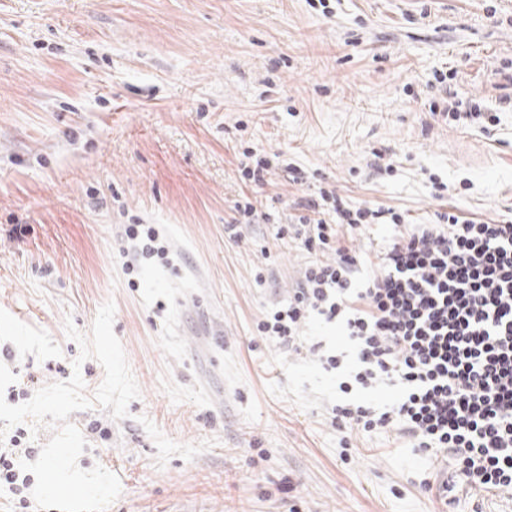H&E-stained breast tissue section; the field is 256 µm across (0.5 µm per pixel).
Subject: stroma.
<instances>
[{
  "label": "stroma",
  "mask_w": 512,
  "mask_h": 512,
  "mask_svg": "<svg viewBox=\"0 0 512 512\" xmlns=\"http://www.w3.org/2000/svg\"><path fill=\"white\" fill-rule=\"evenodd\" d=\"M510 65L512 0H0L6 401L68 380L65 319L90 332L111 300L140 396L118 422L69 417L80 467L120 480L108 512H512L505 493L441 500L423 483L445 465L333 425L312 345L342 346L339 326L306 324L299 353L256 329L314 259L275 232L319 187L416 224L434 222L439 184L464 216L512 214ZM439 70L495 124L431 114ZM247 150L275 165L265 184L239 180ZM245 195L264 217L239 225ZM133 223L169 254L132 288ZM392 235L349 236L364 274Z\"/></svg>",
  "instance_id": "35a3bbf8"
}]
</instances>
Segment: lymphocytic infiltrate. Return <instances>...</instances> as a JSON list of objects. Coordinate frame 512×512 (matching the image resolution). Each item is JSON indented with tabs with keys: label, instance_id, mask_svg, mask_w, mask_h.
Returning a JSON list of instances; mask_svg holds the SVG:
<instances>
[{
	"label": "lymphocytic infiltrate",
	"instance_id": "1",
	"mask_svg": "<svg viewBox=\"0 0 512 512\" xmlns=\"http://www.w3.org/2000/svg\"><path fill=\"white\" fill-rule=\"evenodd\" d=\"M441 96L430 112L453 122L481 116L462 105L435 73ZM307 216L281 224L277 238L300 239L307 251L334 248L333 262L307 266L286 303L267 311L257 329L297 350L299 329L312 317L341 322L354 366L332 408L338 429L397 431L407 447L448 464L440 497L455 488L512 492V219L463 216L454 206L435 223L413 224L381 206L353 207L323 188L307 200ZM332 212L333 220L322 218ZM372 224L395 237L379 256V270L362 276L358 255L340 246L339 233ZM387 383L396 398L380 404L350 398Z\"/></svg>",
	"mask_w": 512,
	"mask_h": 512
}]
</instances>
